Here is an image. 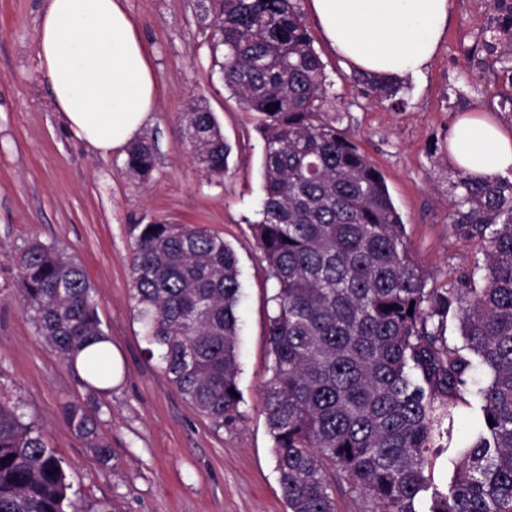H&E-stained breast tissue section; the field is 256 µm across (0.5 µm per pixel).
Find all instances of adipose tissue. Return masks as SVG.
I'll use <instances>...</instances> for the list:
<instances>
[{"label": "adipose tissue", "mask_w": 512, "mask_h": 512, "mask_svg": "<svg viewBox=\"0 0 512 512\" xmlns=\"http://www.w3.org/2000/svg\"><path fill=\"white\" fill-rule=\"evenodd\" d=\"M325 43L349 70L385 80L423 72L448 26L450 0H309ZM38 57L68 129L100 154L126 149L158 89L123 0H47ZM448 153L470 174L512 168V131L489 114L459 116Z\"/></svg>", "instance_id": "1"}]
</instances>
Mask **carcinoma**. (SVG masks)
Returning <instances> with one entry per match:
<instances>
[{"label":"carcinoma","mask_w":512,"mask_h":512,"mask_svg":"<svg viewBox=\"0 0 512 512\" xmlns=\"http://www.w3.org/2000/svg\"><path fill=\"white\" fill-rule=\"evenodd\" d=\"M491 4L499 23L483 46L512 89V0ZM212 9L222 27L224 86L263 115L264 198L253 234L274 288L263 403L289 512H338L343 482L363 495L365 512H417L427 492L428 512H512V181L457 171L449 224L481 244L483 284L426 288L385 177L321 116L327 77L296 0H212ZM361 81L379 98L402 89L369 75ZM184 118L198 164L224 175L229 147L213 113L194 104ZM154 164L152 140L128 146L132 171L146 177ZM132 231L147 352L159 355L167 381L192 406L235 424L242 284L233 249L188 224ZM16 262L37 333L75 368L82 350L108 341L82 265L38 241ZM449 317L459 323L460 348L442 336ZM475 360L489 382L473 403L465 394ZM84 371L112 381L103 349ZM461 403L476 407L480 428L438 487L428 458ZM62 414L101 460L111 458L95 408L70 403ZM0 512H79L63 461L25 421L22 399L1 393Z\"/></svg>","instance_id":"obj_1"}]
</instances>
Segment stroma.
I'll return each mask as SVG.
<instances>
[{
	"mask_svg": "<svg viewBox=\"0 0 512 512\" xmlns=\"http://www.w3.org/2000/svg\"><path fill=\"white\" fill-rule=\"evenodd\" d=\"M44 3L0 0V391L25 401L83 512H288L262 403L273 289L251 229L264 197L260 116L225 88L195 0H124L160 90L142 131L155 143L156 162L143 177L127 167L125 152L101 156L66 128L39 67ZM494 15L488 0H451L435 56L391 100L366 95L313 18L305 20L329 83L323 116L383 173L431 288L471 274L482 257L478 242L455 236L448 224L454 120L480 110L512 129V105L503 102L482 48ZM195 101L213 113L230 147L222 177L195 161L183 119ZM150 222L205 227L236 253L243 417L235 426L216 424L183 399L146 351L131 282V227ZM33 240L84 266L118 358L111 385L73 372L37 335L16 266L18 251ZM76 402L98 408L109 463L64 421L63 406Z\"/></svg>",
	"mask_w": 512,
	"mask_h": 512,
	"instance_id": "obj_1",
	"label": "stroma"
}]
</instances>
